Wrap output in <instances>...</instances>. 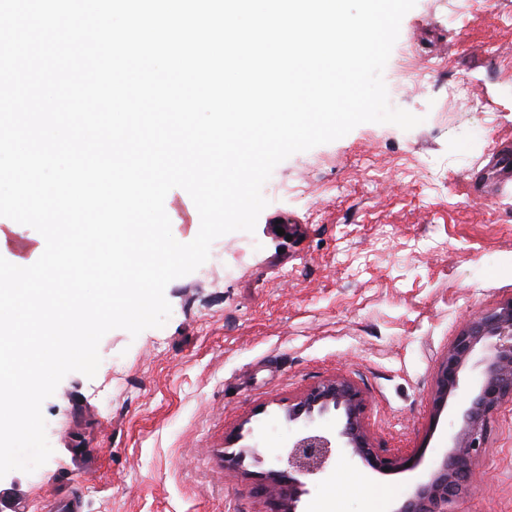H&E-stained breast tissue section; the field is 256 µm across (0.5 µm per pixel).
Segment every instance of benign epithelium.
I'll return each instance as SVG.
<instances>
[{"instance_id": "obj_1", "label": "benign epithelium", "mask_w": 512, "mask_h": 512, "mask_svg": "<svg viewBox=\"0 0 512 512\" xmlns=\"http://www.w3.org/2000/svg\"><path fill=\"white\" fill-rule=\"evenodd\" d=\"M481 352L483 381L462 409L463 425L451 438L450 449L436 463L427 481L395 512H453L451 505L473 491L469 466L483 447L490 415L505 399H512V300L469 323L445 353L436 376L434 404L442 410L460 388V373ZM365 401L349 381L312 388L288 408L287 420L303 421L304 429L283 454L285 468L268 472L264 493L276 503L275 512H296L305 479L324 473L338 448H347L369 470L383 474L413 471L415 456H387L371 445L362 427ZM344 417L332 435L308 429L310 423L329 413Z\"/></svg>"}]
</instances>
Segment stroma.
<instances>
[{
    "instance_id": "obj_1",
    "label": "stroma",
    "mask_w": 512,
    "mask_h": 512,
    "mask_svg": "<svg viewBox=\"0 0 512 512\" xmlns=\"http://www.w3.org/2000/svg\"><path fill=\"white\" fill-rule=\"evenodd\" d=\"M407 51L414 67H447L397 95ZM383 79L421 124L363 123L278 164L245 263L243 233L216 239L211 259L167 285L163 327L102 338L96 376L70 373L44 401L53 453L0 479V512L59 494L82 512H273L265 475L299 430L286 410L339 378L365 399L371 444L422 462L378 474L340 451L299 512H394L428 478L483 378L470 361L436 411L441 359L466 323L512 300V183L489 167L494 143L512 145V0L458 20L443 0H416ZM460 81L481 110L449 95ZM166 199L174 238L190 242L192 199L180 188ZM236 439L256 451L238 465L226 459ZM471 473L455 512H512V400L490 416Z\"/></svg>"
}]
</instances>
